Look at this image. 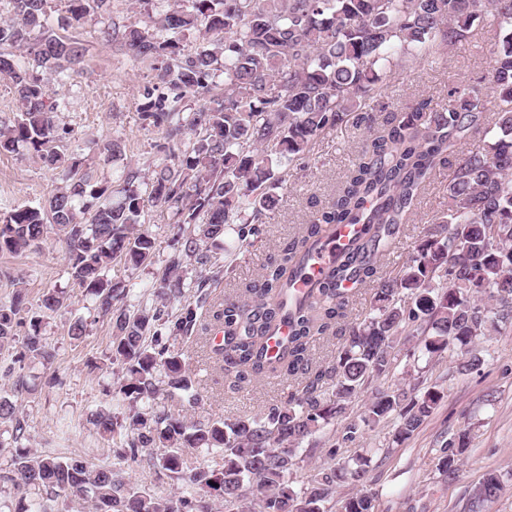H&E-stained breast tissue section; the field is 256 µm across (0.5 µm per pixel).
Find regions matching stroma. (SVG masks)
Instances as JSON below:
<instances>
[{
  "label": "stroma",
  "mask_w": 512,
  "mask_h": 512,
  "mask_svg": "<svg viewBox=\"0 0 512 512\" xmlns=\"http://www.w3.org/2000/svg\"><path fill=\"white\" fill-rule=\"evenodd\" d=\"M158 19L157 10L137 0H110L106 12L91 15L70 32L86 48L78 72L65 82L50 72L42 75L50 94L62 103L55 122L68 131L63 147L89 160L96 178L110 179L133 170L145 179L163 159L157 149L163 141L162 132L146 126L139 113L144 89L155 84L153 72L135 64L100 35L101 29L115 22H132L151 30ZM493 47L492 34L480 27L471 42L394 71L385 97L373 108L374 114L383 117L418 98L442 101L449 84L474 81L486 72ZM366 136L365 128L353 126L324 135L317 161L291 171L287 187L279 191L278 205L267 212L263 232L249 251L234 259L226 251L211 250L207 266L188 261L180 271L185 282L196 283L208 274L210 266L228 262L234 265V275L214 286L213 294H229L242 282L256 279L275 249L297 236L317 205L333 195ZM114 138L121 139L124 150L120 157L109 160L103 146ZM449 175L446 168L437 173L412 222L398 236L394 251L382 257L384 268L401 263L413 242L424 236L432 216L445 204ZM51 188V175L36 158L25 152L0 154L1 208L36 205L47 198ZM145 211L146 227L156 242L153 264L132 267L120 263L110 272L113 280L139 290L151 289L180 248L166 211L152 205ZM65 268V246L52 235L38 249L21 256L0 255V302L10 301L19 288L25 289L32 310L37 309L43 292L52 288L67 291L73 300L72 310H59L44 320L43 332L53 357L41 370L43 381L36 394L19 392L15 398L28 420V447L109 463L114 458L112 444L97 438L87 418L105 400L115 377L109 372H89L87 363L102 361L108 355L112 323L85 310L82 291ZM75 310L83 311L88 323L87 334L78 343L67 335ZM473 353L481 364L472 370L465 367L466 356L452 352L427 364L425 378L438 385L444 397L410 439L394 442L391 427L379 426L340 448L339 457L366 453L371 462L362 487L340 488L335 499L327 503L328 512H341L344 499L359 489L376 495L378 512H469L475 487L490 473L502 481L490 512H512V329L506 327L481 338ZM188 358L200 396L190 410L194 417L251 416L280 398V380L269 379L233 391L215 385L205 348L191 346ZM466 426L471 429V446L461 457L456 476L446 479L437 469L441 444Z\"/></svg>",
  "instance_id": "35a3bbf8"
}]
</instances>
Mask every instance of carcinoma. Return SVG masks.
Listing matches in <instances>:
<instances>
[{"instance_id":"cac0c4a2","label":"carcinoma","mask_w":512,"mask_h":512,"mask_svg":"<svg viewBox=\"0 0 512 512\" xmlns=\"http://www.w3.org/2000/svg\"><path fill=\"white\" fill-rule=\"evenodd\" d=\"M65 2L64 26L73 27L106 11L108 0ZM10 3L0 19V76L10 80L18 112L0 130V153H34L53 188L36 206L0 210V253H26L50 234L65 245L67 273L94 312L112 321L109 360L121 376L112 402L91 411L89 422L102 439L119 437L120 446L116 464L31 450L23 446L26 417L0 393V512H211L213 496L225 512L254 501L257 512H325L338 488L363 482L369 459H344L297 490L291 475L302 462L300 444L316 442L334 424L343 444L380 424L403 442L441 400L420 379L409 388L385 385L400 365L402 341L418 338L407 357L431 361L452 349L467 354L490 331L512 325V0H173L160 35L113 25L103 38L155 72L139 112L164 133V159L143 185L131 171L98 182L90 165L61 153L67 131L53 121L59 103L37 69L69 78L85 48L48 25V0ZM481 24L495 35L484 77L449 86L442 102L419 99L375 126L371 104L385 95L394 70L456 46ZM193 31L206 42L188 51ZM160 88L165 93L154 95ZM487 88L498 91L492 101ZM348 123L365 126V143L298 236L238 297L203 291L206 281L231 277L228 265L198 283L194 300L182 301L183 261L206 264L208 248L226 234L235 235L233 254L245 253L278 204L272 190L286 183L280 168L305 167L316 159L318 139ZM186 130L194 133L187 143ZM476 137L483 146L463 151ZM451 162L446 209L401 265L384 270L381 257ZM147 198L177 230L193 229L159 289L130 309V289L110 270L153 262L155 239L143 228ZM341 224L362 228L320 279L294 294L309 260ZM347 285L373 291L360 322L348 321ZM70 305L65 292L48 290L30 314L22 288L0 303V379H13V391H31L22 370L52 358L45 316ZM285 324L288 335L272 356L269 340ZM173 327L186 340L198 330L223 331L224 343L209 344L208 355L232 388L275 377L289 382L287 394L253 417L192 420L171 411L162 401H197L185 351L168 335ZM86 332L84 317L70 321L72 341ZM339 334L336 359L316 363L317 344ZM364 393L368 400L354 409ZM471 442L467 428L448 439L439 471L455 474ZM190 449L221 456L223 468L188 466ZM129 462L180 485L179 496L132 484L121 468ZM500 490L499 476L488 474L471 512ZM375 508L376 498L361 493L346 499L343 512Z\"/></svg>"}]
</instances>
